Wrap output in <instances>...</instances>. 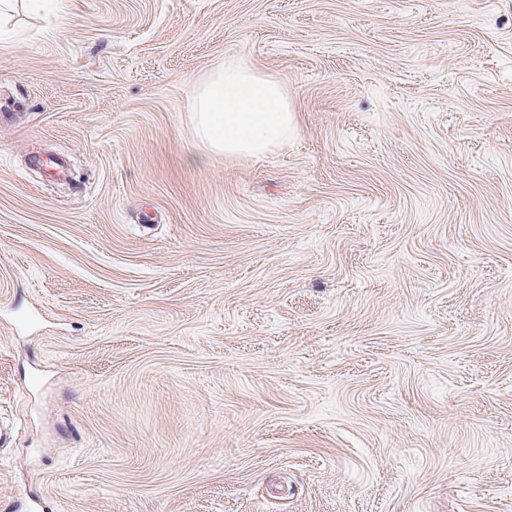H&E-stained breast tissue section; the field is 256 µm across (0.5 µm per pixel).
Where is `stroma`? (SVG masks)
I'll use <instances>...</instances> for the list:
<instances>
[{"label":"stroma","instance_id":"stroma-1","mask_svg":"<svg viewBox=\"0 0 512 512\" xmlns=\"http://www.w3.org/2000/svg\"><path fill=\"white\" fill-rule=\"evenodd\" d=\"M0 22V512H512V0ZM227 57L264 156L196 135ZM193 121L200 139L226 155L265 154L298 129L281 83L237 59L224 60L200 85Z\"/></svg>","mask_w":512,"mask_h":512}]
</instances>
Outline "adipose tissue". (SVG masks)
<instances>
[{
  "instance_id": "adipose-tissue-1",
  "label": "adipose tissue",
  "mask_w": 512,
  "mask_h": 512,
  "mask_svg": "<svg viewBox=\"0 0 512 512\" xmlns=\"http://www.w3.org/2000/svg\"><path fill=\"white\" fill-rule=\"evenodd\" d=\"M193 121L204 143L228 155L265 154L298 129L281 83L237 59L219 64L200 85Z\"/></svg>"
}]
</instances>
